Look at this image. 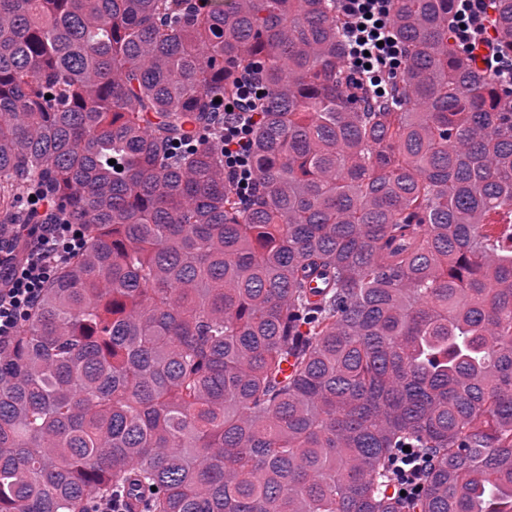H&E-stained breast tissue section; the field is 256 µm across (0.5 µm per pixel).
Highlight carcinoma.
I'll return each mask as SVG.
<instances>
[{
	"label": "carcinoma",
	"mask_w": 512,
	"mask_h": 512,
	"mask_svg": "<svg viewBox=\"0 0 512 512\" xmlns=\"http://www.w3.org/2000/svg\"><path fill=\"white\" fill-rule=\"evenodd\" d=\"M391 11L379 97L336 0H0V224L87 225L0 357V512H512V95L455 0ZM259 91L257 73L245 71L239 76L234 91L224 95V109L214 113L220 132L218 143L224 152V171L242 198L251 194L256 182L250 147L254 126L264 107V96ZM227 106H231L232 111H227Z\"/></svg>",
	"instance_id": "1"
}]
</instances>
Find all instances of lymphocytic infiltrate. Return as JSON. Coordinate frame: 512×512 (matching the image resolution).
Returning <instances> with one entry per match:
<instances>
[{
	"label": "lymphocytic infiltrate",
	"instance_id": "obj_1",
	"mask_svg": "<svg viewBox=\"0 0 512 512\" xmlns=\"http://www.w3.org/2000/svg\"><path fill=\"white\" fill-rule=\"evenodd\" d=\"M489 0H458L453 32L469 49L484 51L483 63L498 84L512 90V56L498 50L489 21ZM351 67L376 94L402 66L404 49L394 35L390 0H336ZM218 112V143L224 170L241 196L255 186L250 157L251 135L264 107L255 71L243 72ZM35 224H0V355L15 344L22 321L39 303L55 268L86 246L83 225L59 224L48 210Z\"/></svg>",
	"mask_w": 512,
	"mask_h": 512
}]
</instances>
